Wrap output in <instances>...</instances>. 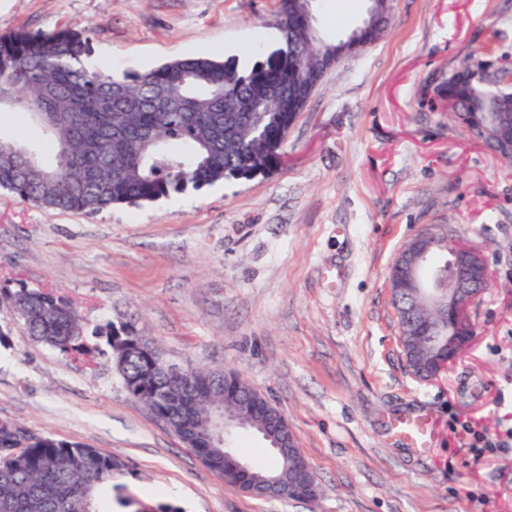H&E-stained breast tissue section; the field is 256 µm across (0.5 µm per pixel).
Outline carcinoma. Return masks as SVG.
Wrapping results in <instances>:
<instances>
[{
  "label": "carcinoma",
  "instance_id": "cac0c4a2",
  "mask_svg": "<svg viewBox=\"0 0 512 512\" xmlns=\"http://www.w3.org/2000/svg\"><path fill=\"white\" fill-rule=\"evenodd\" d=\"M301 0H278L273 28L278 61L241 66L235 58L185 56L143 73L114 75L87 64L89 31L62 29L0 36V105L41 112L47 140L23 147L34 164L0 153V190L60 212L97 213L117 205L168 199L190 189L265 174L275 141L304 108V88L320 80L324 53L297 50ZM448 114L499 159L512 163V88L487 63L463 66L440 83ZM35 339L65 357L88 354L77 306L25 284L0 291ZM127 394L164 418L184 446L224 473L226 451L209 428L224 402V370L193 366L171 378L159 346L128 324L99 329ZM120 468L88 445L56 440L23 427L0 434V504L8 512H92L99 488Z\"/></svg>",
  "mask_w": 512,
  "mask_h": 512
}]
</instances>
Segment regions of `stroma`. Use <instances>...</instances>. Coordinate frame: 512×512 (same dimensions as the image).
<instances>
[{
    "instance_id": "35a3bbf8",
    "label": "stroma",
    "mask_w": 512,
    "mask_h": 512,
    "mask_svg": "<svg viewBox=\"0 0 512 512\" xmlns=\"http://www.w3.org/2000/svg\"><path fill=\"white\" fill-rule=\"evenodd\" d=\"M277 0H0V35L89 28L94 63L141 73L183 56L267 57ZM366 0H316L324 39ZM390 24L324 76L267 175L97 215L0 195V288H53L80 307L95 365L35 342L0 305V420L111 454L112 492L144 512H512V165L448 119L434 87L512 56V0H390ZM445 227L483 249L478 337L437 379L405 368L390 269ZM130 323L173 362L239 374L286 415L312 503L257 500L210 470L123 389L97 335ZM429 412L418 454L389 415Z\"/></svg>"
}]
</instances>
